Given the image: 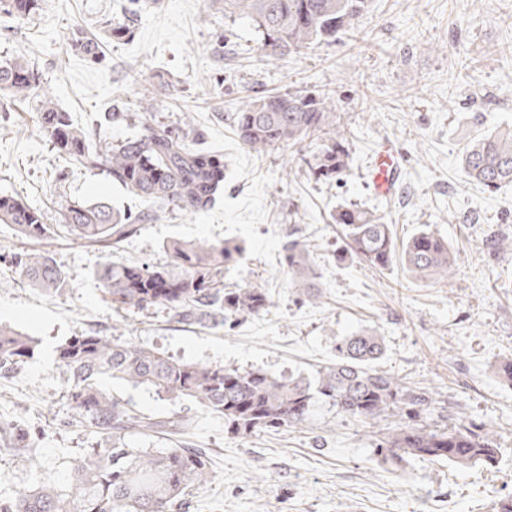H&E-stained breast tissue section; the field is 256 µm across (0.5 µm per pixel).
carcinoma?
I'll return each instance as SVG.
<instances>
[{
  "label": "carcinoma",
  "instance_id": "obj_1",
  "mask_svg": "<svg viewBox=\"0 0 512 512\" xmlns=\"http://www.w3.org/2000/svg\"><path fill=\"white\" fill-rule=\"evenodd\" d=\"M46 5L47 0H0V9L20 19ZM367 7L368 0H224V17L248 19L263 50L286 57L354 34ZM71 47L93 63L104 60L98 42L80 30L72 34ZM40 91L41 73L34 64L20 58L0 62V112L17 100L40 99L37 120L57 153L88 169H107L147 205L196 214L210 209L224 191V156L194 148L185 136L158 125L151 107L138 115L135 136L92 148L87 132ZM233 123L245 146L257 152L286 147L291 160L318 179H339L349 167L353 133L336 112L332 90L249 94L238 102ZM461 164L469 178L487 188L512 183V127L469 141ZM150 220L148 210L122 213L101 200H73L58 212L64 234L115 249ZM333 220L345 241L341 260L380 269L397 261L412 276L438 280L448 279L455 264L448 241L431 230L418 232L399 249L392 225L382 217L351 206L336 211ZM0 223L13 225L28 240L48 232L41 211L11 195L0 196ZM246 250L242 241L173 239L160 267L106 262L95 276L117 311L161 306L183 321L218 327L270 306L268 292L259 286L218 287L224 268L236 264ZM11 264L30 287L47 295H60L68 286L65 273L41 252L16 253ZM283 267L299 296L320 301L318 274L304 244L288 241ZM383 353L382 338L362 329L336 342L335 364L315 379H287L262 370L179 361L120 335L73 336L57 347L55 361L71 416L93 429L96 445L71 458L62 483L40 482L0 494V512H181L188 508L189 492L212 479L202 448L177 441L169 448L137 447L135 437L163 427L176 434L184 423L139 413L130 401L105 389L104 378L190 402L224 420L227 432L239 438L303 425L320 400L366 425L383 416H407L410 422L378 434L382 463L395 469L410 459L496 467L500 448L492 434L463 423L433 429L417 422L421 414L434 412L433 401L377 370L374 363ZM34 355L32 338L0 323L1 381L22 375ZM40 435L35 427L0 420V438L14 448L22 467L31 464L29 450Z\"/></svg>",
  "mask_w": 512,
  "mask_h": 512
}]
</instances>
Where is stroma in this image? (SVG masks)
I'll use <instances>...</instances> for the list:
<instances>
[{
    "label": "stroma",
    "instance_id": "1",
    "mask_svg": "<svg viewBox=\"0 0 512 512\" xmlns=\"http://www.w3.org/2000/svg\"><path fill=\"white\" fill-rule=\"evenodd\" d=\"M126 4L50 0L26 19L0 13V58L36 63L44 92L97 141L130 131L106 123L105 112L132 115L151 97L160 122L223 154L224 191L195 216L159 214L114 252L48 234L39 246L68 279L59 296L23 283L8 259L28 243L0 224V323L38 343L26 373L0 384V418L44 431L30 468L17 466L0 442V493L61 481L65 461L96 441L68 423L54 350L71 337L121 334L188 362L311 378L335 362L338 339L371 328L385 344L377 368L429 393L436 425L489 429L501 452L497 467L413 460L390 468L365 425L327 407L305 425L238 439L190 403L104 385L146 416L187 420L189 438L213 449L214 476L193 490L189 512H487L512 496V384L495 373L512 358V253L494 255L482 244L494 234L512 238V184L485 188L460 163L473 137L512 125V0H370L358 37L285 59L260 50L247 20L225 18L223 0H156L134 16L130 38L107 40V21L123 18ZM79 28L103 40L104 63L72 50L69 36ZM162 79L170 89L159 87ZM326 88L353 132L342 179H315L290 166L288 149L258 153L236 137L232 114L246 93ZM36 112L33 99L0 112V195L39 209L49 225L70 200L143 210L108 171L59 155ZM385 140L402 169L388 198L374 193L369 177ZM349 203L381 214L396 243L426 227L442 235L454 274L437 282L397 263L337 262L344 242L331 215ZM294 237L320 273L319 303L301 301L283 272V246ZM173 238L245 241L224 285L266 288L270 308L232 328L190 324L159 306L116 312L96 268L108 260L162 265Z\"/></svg>",
    "mask_w": 512,
    "mask_h": 512
}]
</instances>
